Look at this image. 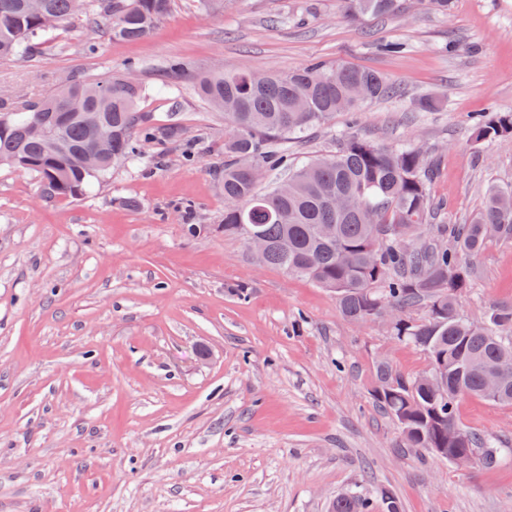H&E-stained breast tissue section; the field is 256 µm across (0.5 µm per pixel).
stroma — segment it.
<instances>
[{
  "label": "stroma",
  "mask_w": 512,
  "mask_h": 512,
  "mask_svg": "<svg viewBox=\"0 0 512 512\" xmlns=\"http://www.w3.org/2000/svg\"><path fill=\"white\" fill-rule=\"evenodd\" d=\"M109 28L75 22L0 60V97L19 104L135 70L146 126L180 130L73 199L0 167V512H328L368 490L401 512H512V406L457 405L461 427L499 439L496 467L399 447L376 365L413 376L425 354L220 232L224 116L194 84L316 62L384 75L400 97L337 113L288 142L289 159L334 154L347 137L414 147L437 164L429 193L447 201L446 223L462 224L488 185L512 184V139L470 142L473 116L512 112V0H453L447 15L404 0L356 21L336 0H173L144 41ZM381 40L407 50L379 53ZM427 96L441 106L420 111ZM510 301L512 242L493 240L460 312L479 320Z\"/></svg>",
  "instance_id": "35a3bbf8"
}]
</instances>
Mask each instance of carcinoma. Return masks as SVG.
Returning a JSON list of instances; mask_svg holds the SVG:
<instances>
[{
    "label": "carcinoma",
    "mask_w": 512,
    "mask_h": 512,
    "mask_svg": "<svg viewBox=\"0 0 512 512\" xmlns=\"http://www.w3.org/2000/svg\"><path fill=\"white\" fill-rule=\"evenodd\" d=\"M345 17L384 16L398 11L401 0H339ZM172 0H46L55 18L46 22L25 9V0H0V59L30 55L50 31L74 19L98 24L112 19V38L135 43L149 38L170 13ZM198 95L224 112V235L245 239L257 225L266 243L259 261L310 279L336 293L341 313L365 321L386 308L396 312L389 333L424 352L431 369L444 374L448 390L437 393L424 376L405 377L379 364L377 399L400 424L401 448H423L452 461L460 450L481 457L492 468L502 450L492 437L457 426L456 404L477 395L497 404H512V382L497 391L485 389L483 375L512 356V302L489 308L482 322L458 314L471 288V261L492 240H512V184L491 186L482 208L467 224H438L446 205L434 201L427 183L433 164L412 148L390 149L352 138L333 155L288 164L275 142L298 138L338 112H358L366 102L389 98L399 88L385 76L343 64L315 63L281 75L216 72L196 78ZM88 96L85 111L112 128V164L89 171L78 152L93 141V122L85 115L64 125L65 149L48 150L44 139L25 134L34 114L57 112L68 94ZM142 86L121 77L72 79L56 93L21 105L0 102V165L36 174L53 198H73L112 175V167L140 158L137 137L174 141L178 130L156 132L141 125L136 104ZM492 116L476 117L471 140L480 145L512 138V112L490 107ZM280 175L261 192L243 157ZM323 224L336 236L322 239ZM423 304L427 315L409 316ZM400 512L396 498L383 492L336 498L331 512Z\"/></svg>",
    "instance_id": "cac0c4a2"
}]
</instances>
